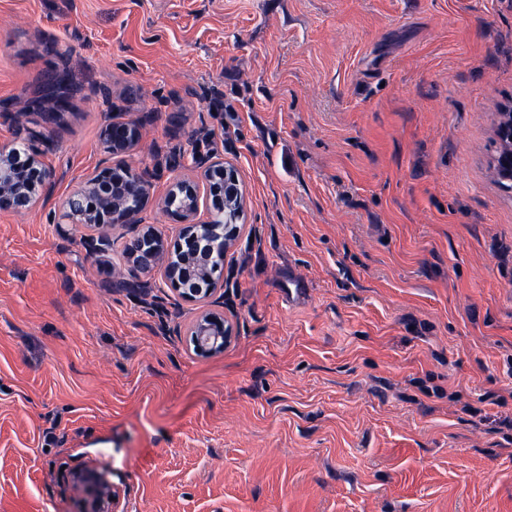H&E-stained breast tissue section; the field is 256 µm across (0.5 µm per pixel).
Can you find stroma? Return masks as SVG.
<instances>
[{
  "label": "stroma",
  "instance_id": "1",
  "mask_svg": "<svg viewBox=\"0 0 512 512\" xmlns=\"http://www.w3.org/2000/svg\"><path fill=\"white\" fill-rule=\"evenodd\" d=\"M69 106L41 101L56 73ZM512 0H0V145L52 197L0 212V512H512ZM125 164L163 197L195 156L233 168L224 352L162 271L115 284L149 204L92 254L64 198ZM106 152L113 157L131 150L142 138V127L138 122H108L102 129ZM496 135L500 142V147L493 162L494 173L500 183L504 184L505 187H510L512 171L502 164V157L507 152L512 153V127L507 124L502 125L499 121ZM193 352L198 357H211L224 352L233 337V325L224 316L203 310L190 328ZM71 483L84 493L82 511L117 512L120 489L112 482L110 474L99 468L85 466L71 476Z\"/></svg>",
  "mask_w": 512,
  "mask_h": 512
}]
</instances>
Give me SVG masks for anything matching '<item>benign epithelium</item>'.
I'll return each instance as SVG.
<instances>
[{
  "mask_svg": "<svg viewBox=\"0 0 512 512\" xmlns=\"http://www.w3.org/2000/svg\"><path fill=\"white\" fill-rule=\"evenodd\" d=\"M106 152L118 157L131 150L142 138V127L135 121L108 122L102 129ZM29 167L13 163L15 147L0 145V212H24L45 199L55 181L54 171L41 159V152L26 147ZM195 175L178 177L169 184L162 199L168 216L180 224L179 243L170 250L157 228L147 226L129 239L127 257L131 262L124 284L140 273L163 271L165 281L187 301H203L217 289L216 275L224 267L211 266L214 247L232 245L239 229L224 239V225L213 223L214 215L224 211V203L240 197L235 174L224 169V162L208 157L194 161ZM206 187L209 219L198 220L200 187ZM150 176L121 164L97 168L63 203V218L70 224L96 231L90 239L93 249L106 253L109 232L117 224H138L140 214L151 200ZM191 344L197 357H211L224 352L233 337V325L223 315L206 309L190 328ZM71 483L84 493L82 512H117L120 489L110 474L85 466L71 476Z\"/></svg>",
  "mask_w": 512,
  "mask_h": 512,
  "instance_id": "obj_1",
  "label": "benign epithelium"
}]
</instances>
